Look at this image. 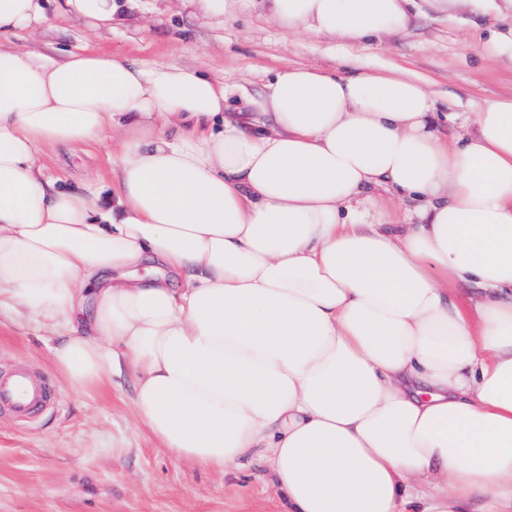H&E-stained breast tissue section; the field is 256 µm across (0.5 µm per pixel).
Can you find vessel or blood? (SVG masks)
I'll list each match as a JSON object with an SVG mask.
<instances>
[{"mask_svg": "<svg viewBox=\"0 0 512 512\" xmlns=\"http://www.w3.org/2000/svg\"><path fill=\"white\" fill-rule=\"evenodd\" d=\"M51 394L49 384L36 379L26 368L0 372V412L20 420L32 418L50 405Z\"/></svg>", "mask_w": 512, "mask_h": 512, "instance_id": "b4317fda", "label": "vessel or blood"}]
</instances>
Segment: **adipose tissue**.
Instances as JSON below:
<instances>
[{
	"label": "adipose tissue",
	"instance_id": "adipose-tissue-1",
	"mask_svg": "<svg viewBox=\"0 0 512 512\" xmlns=\"http://www.w3.org/2000/svg\"><path fill=\"white\" fill-rule=\"evenodd\" d=\"M267 2L342 49L412 5ZM230 95L193 66L0 43V310L57 326L74 392L130 368L177 457L263 458L285 512H512V97L442 115L398 66ZM107 137L111 183L65 190L38 161Z\"/></svg>",
	"mask_w": 512,
	"mask_h": 512
}]
</instances>
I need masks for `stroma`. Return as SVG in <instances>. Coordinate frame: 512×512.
<instances>
[{
    "label": "stroma",
    "instance_id": "stroma-1",
    "mask_svg": "<svg viewBox=\"0 0 512 512\" xmlns=\"http://www.w3.org/2000/svg\"><path fill=\"white\" fill-rule=\"evenodd\" d=\"M44 16L1 40L23 52L54 57L87 48L207 71L225 85L259 97L272 73L315 66L340 74L398 64L432 80L438 111L453 100L512 95V61L488 54L492 27L481 13L456 20L437 0H417L406 32L339 57L323 36H288L259 0H237L224 18L204 15L191 0H133L116 29L96 28L43 0ZM64 188L88 178L111 180L104 144L56 147L43 157ZM51 326L0 313V369L25 364L44 374L53 403L23 422L0 413V512H281L282 493L264 460L249 457L226 470L177 458L141 424L131 403L133 374L75 395L51 366Z\"/></svg>",
    "mask_w": 512,
    "mask_h": 512
}]
</instances>
